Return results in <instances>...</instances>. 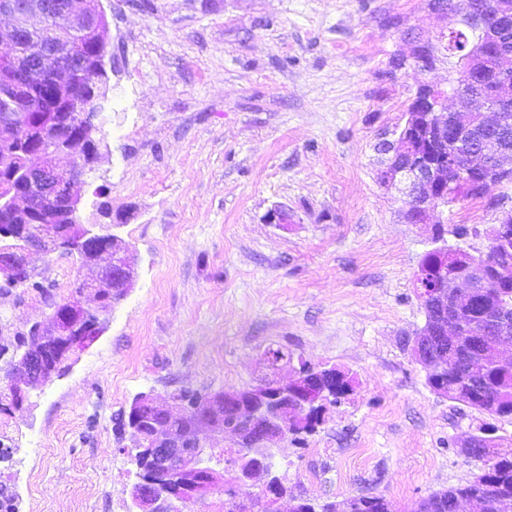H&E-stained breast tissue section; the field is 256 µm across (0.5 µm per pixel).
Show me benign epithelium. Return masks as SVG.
Here are the masks:
<instances>
[{"mask_svg":"<svg viewBox=\"0 0 512 512\" xmlns=\"http://www.w3.org/2000/svg\"><path fill=\"white\" fill-rule=\"evenodd\" d=\"M60 16V25L51 26L48 20ZM11 17L13 25L6 35L0 34V132L13 126L24 112H33L31 105H23L16 96L17 87L34 91L43 83L51 86L54 102H67L79 110L78 123H94L101 107L91 101L77 99L80 78L85 67L96 62L95 76L106 73L107 21L101 0H25L20 6L16 0H0V16ZM25 35L41 39L47 56L32 58L21 44ZM451 93L469 99L477 107L467 112L451 111L443 104L444 93L422 87L409 106L412 112L397 139L385 145L388 164L379 171V181L400 193L402 216L408 224H430L433 229L432 251L446 254L447 240L441 222L434 219L438 211L448 208L447 193L443 186L448 177L466 178L475 191L487 193L494 181L512 176V134L503 109L512 105V70L501 68L497 80L490 85L473 84L467 91L456 82ZM457 139L465 145L474 140L476 147L462 155L464 162L441 156L448 140ZM88 144L82 133L71 135L60 147L43 148L37 144L21 159L20 170L25 174L21 187H10L7 201L0 205L6 212L7 223H26L33 217L51 209L73 213L78 210L85 185L78 162L87 157ZM68 158L69 174L57 172L58 163ZM495 246L507 247L512 241V210L503 213L498 222ZM41 245L30 242L22 249L23 267L28 274H35L28 260L35 251L45 257L57 244L54 226L39 227ZM16 248L0 247V279L16 276ZM112 272L122 282L132 285L136 276L129 255V245L122 238L112 235L103 245V252L92 254L79 273L85 283L84 291L99 296L104 274ZM426 272L417 270L418 285L422 288L428 305L425 325L417 333L412 345L415 359H423V369L428 374L438 373L444 366L432 344L437 339L456 342L453 320L448 307L474 296L478 289L492 285L501 288L512 285L508 271L489 260L479 262L464 275L436 284L425 282ZM30 384H43L50 376L36 355H31L19 367ZM293 378L282 380L274 377L249 389L221 391L212 394L203 407L192 417L186 408L173 414L165 404L150 395L142 401L161 412L152 422V446L148 449L155 472L177 473L180 487L187 497L199 502L210 494L213 486L224 481V491L232 493L236 512H255V502L243 488L251 485L258 475L267 477L263 485V509L280 512L279 502L284 495L275 490L269 459L271 442L287 434L301 435L310 432L306 411L325 401V389L315 383L301 369H292ZM183 419L185 423L174 427L171 421ZM234 435V446H245L247 455L237 460L234 475L226 479L219 471L205 463L204 450L224 441V435ZM490 431L480 430L465 437L462 443L466 455L484 444ZM133 512H175L169 500L156 491L149 480L138 481L130 491Z\"/></svg>","mask_w":512,"mask_h":512,"instance_id":"1","label":"benign epithelium"}]
</instances>
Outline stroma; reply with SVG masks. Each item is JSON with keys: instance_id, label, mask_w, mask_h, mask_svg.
<instances>
[{"instance_id": "obj_1", "label": "stroma", "mask_w": 512, "mask_h": 512, "mask_svg": "<svg viewBox=\"0 0 512 512\" xmlns=\"http://www.w3.org/2000/svg\"><path fill=\"white\" fill-rule=\"evenodd\" d=\"M102 0L108 83L100 159L79 210L130 246L136 279L105 332L8 418L0 481L17 512H129L137 480L115 431L142 393L241 390L292 352L349 373L315 432L272 449L288 498L380 495L392 512L481 473L459 440L487 416L436 394L412 355L414 274L431 228L377 178L422 85L447 88L455 18L438 0ZM428 52L423 65L419 52ZM124 213L114 224L101 203ZM286 209L288 221L270 222ZM512 184L458 202L454 249H485ZM58 298L69 257L33 256Z\"/></svg>"}]
</instances>
